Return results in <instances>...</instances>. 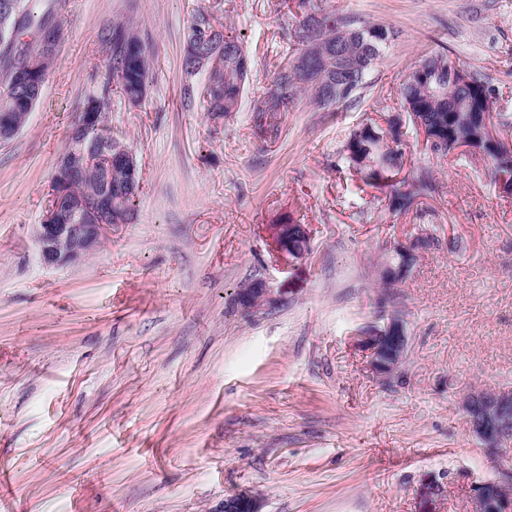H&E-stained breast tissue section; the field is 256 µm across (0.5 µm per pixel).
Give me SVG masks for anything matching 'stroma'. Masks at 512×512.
Instances as JSON below:
<instances>
[{"instance_id": "obj_1", "label": "stroma", "mask_w": 512, "mask_h": 512, "mask_svg": "<svg viewBox=\"0 0 512 512\" xmlns=\"http://www.w3.org/2000/svg\"><path fill=\"white\" fill-rule=\"evenodd\" d=\"M324 2L396 36L359 103H300L262 138L250 106L299 26L284 0H62L42 97L0 145V512H220L244 488L261 512H473V486L512 464V441L488 459L460 405L471 387L512 391V197L483 157L458 165L410 134L402 175L430 170L437 191L382 213L339 155L355 126L384 125L435 52L487 73L512 116V0ZM200 7L255 59L240 112L220 123L182 99ZM122 18L154 59L146 100L113 98L110 114L139 163L137 215L80 263L48 268L36 226L84 91L104 76L101 30ZM279 214L307 226L305 260L270 253ZM426 232L438 246L382 287L391 246ZM255 279L274 308L240 305ZM383 308L409 336L389 384L354 340Z\"/></svg>"}]
</instances>
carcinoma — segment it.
Here are the masks:
<instances>
[{
    "mask_svg": "<svg viewBox=\"0 0 512 512\" xmlns=\"http://www.w3.org/2000/svg\"><path fill=\"white\" fill-rule=\"evenodd\" d=\"M297 8L303 15L300 27L285 34L296 40L295 52L278 66L267 91L252 105L253 127L264 137H278L280 113L303 99L325 112L340 104H357L368 87L369 73L390 42L391 28L384 24L320 8L312 0H298ZM42 34L54 45L39 46L37 38ZM63 37L56 5L39 16L34 0H0V137L6 141L25 128L41 98L56 60L57 44ZM101 42L107 51L103 81L85 90L80 115L70 130H75L89 113L96 116V122L84 142L70 137L52 179V191H64L67 198V204L54 218L57 223H84L85 207L89 205L96 208L99 220L105 224H129L136 214L140 192L137 158L128 146L112 137L109 112L114 88L131 106L145 101L152 54L132 20L105 27ZM338 43L348 54L369 62L355 72L354 78L343 81L345 89L341 94L331 96L328 89L336 87V60L327 52ZM210 50L219 56L218 62L200 72L204 75L200 85L187 82L183 95L186 105L202 104L208 117L218 123L239 111L252 59L239 37L216 26L211 13L198 9L184 35L183 64L188 78L200 74L196 72L197 58ZM459 69L469 73L471 83L460 85L453 81L452 74ZM485 94L497 97L499 90L484 73L442 53L426 56L414 64L397 88L399 107L386 119L387 128L366 122L353 129L340 149L341 156L363 183L381 190L384 210L407 213L420 198L435 193L436 184L427 171L411 184L397 179L406 154V130L426 128L435 138L426 142L427 148L440 157L460 158V148L486 136L479 116L470 108L471 102ZM486 158L496 173H512V149L504 142L499 140L497 145L489 146ZM391 270L394 276L381 275L386 284L408 278V257L392 252L382 267L384 272Z\"/></svg>",
    "mask_w": 512,
    "mask_h": 512,
    "instance_id": "cac0c4a2",
    "label": "carcinoma"
}]
</instances>
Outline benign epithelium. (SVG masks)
<instances>
[{
    "mask_svg": "<svg viewBox=\"0 0 512 512\" xmlns=\"http://www.w3.org/2000/svg\"><path fill=\"white\" fill-rule=\"evenodd\" d=\"M307 231L300 224H270L269 237L279 261L288 265L308 257L307 252L291 253L280 241L295 229ZM110 224L88 221L84 224H39L36 243L39 257L46 267H55L81 261L100 244ZM243 306L252 311L265 310L278 303L274 290L264 284L243 294ZM383 324L371 325L360 331L358 342L371 355L373 372L380 380L389 382L400 370L408 355V336L402 317L390 310L381 316ZM472 432L482 443V451L489 457L499 452V446L512 439V394L491 393L471 388L461 400ZM477 512H512V471L503 470L497 478L474 486ZM221 512H260L257 495L240 490L224 499Z\"/></svg>",
    "mask_w": 512,
    "mask_h": 512,
    "instance_id": "benign-epithelium-1",
    "label": "benign epithelium"
}]
</instances>
